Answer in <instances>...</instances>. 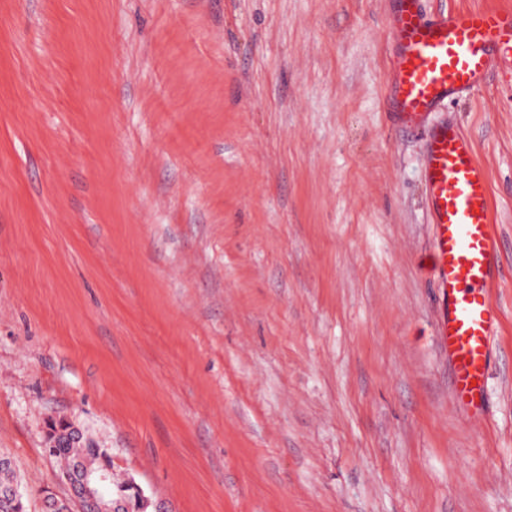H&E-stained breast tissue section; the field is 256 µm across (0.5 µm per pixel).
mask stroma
Here are the masks:
<instances>
[{"label":"stroma","instance_id":"1","mask_svg":"<svg viewBox=\"0 0 512 512\" xmlns=\"http://www.w3.org/2000/svg\"><path fill=\"white\" fill-rule=\"evenodd\" d=\"M396 0H0V454L49 419L172 512H512V76L397 131ZM458 124L499 239L452 397L425 193Z\"/></svg>","mask_w":512,"mask_h":512}]
</instances>
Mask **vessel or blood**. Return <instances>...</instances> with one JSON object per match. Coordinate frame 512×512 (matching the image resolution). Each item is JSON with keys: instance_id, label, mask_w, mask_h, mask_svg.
<instances>
[{"instance_id": "obj_1", "label": "vessel or blood", "mask_w": 512, "mask_h": 512, "mask_svg": "<svg viewBox=\"0 0 512 512\" xmlns=\"http://www.w3.org/2000/svg\"><path fill=\"white\" fill-rule=\"evenodd\" d=\"M421 2L399 0L389 20L394 49L388 102L400 130L418 129L448 99L484 88L494 69L512 71V10L428 15ZM426 194L437 275L448 293L439 334L452 360L453 397L479 416L498 324L491 300L498 238L487 172L458 126L442 124L430 134Z\"/></svg>"}]
</instances>
